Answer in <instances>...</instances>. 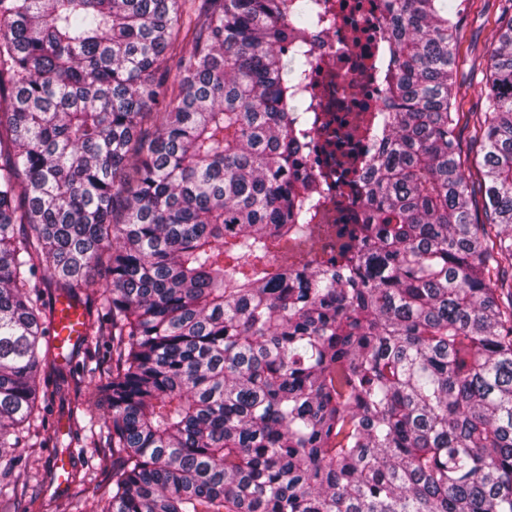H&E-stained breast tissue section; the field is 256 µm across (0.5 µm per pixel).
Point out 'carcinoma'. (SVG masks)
<instances>
[{
	"label": "carcinoma",
	"mask_w": 512,
	"mask_h": 512,
	"mask_svg": "<svg viewBox=\"0 0 512 512\" xmlns=\"http://www.w3.org/2000/svg\"><path fill=\"white\" fill-rule=\"evenodd\" d=\"M324 20L320 0H0V503L27 438L71 448L40 428L87 383L107 409L66 435L112 469L100 512H512V16L470 179L460 10L386 0L368 220L284 266L316 202L289 122ZM61 298L87 330L63 363Z\"/></svg>",
	"instance_id": "1"
}]
</instances>
